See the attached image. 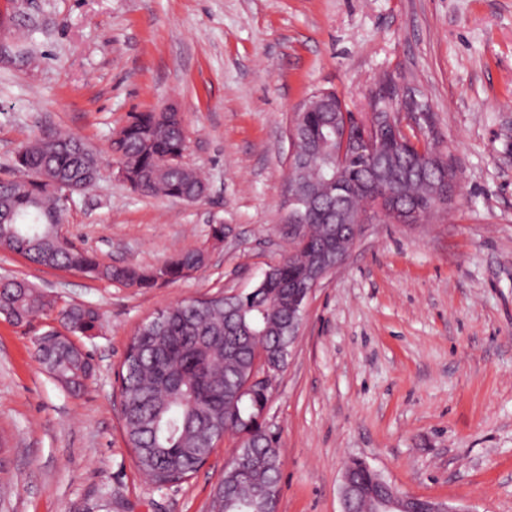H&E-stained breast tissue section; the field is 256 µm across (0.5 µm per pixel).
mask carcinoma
Instances as JSON below:
<instances>
[{
	"label": "carcinoma",
	"instance_id": "obj_1",
	"mask_svg": "<svg viewBox=\"0 0 512 512\" xmlns=\"http://www.w3.org/2000/svg\"><path fill=\"white\" fill-rule=\"evenodd\" d=\"M328 112H308L303 126L311 139L325 133ZM189 137L175 112H134L110 142L112 156L130 168L133 187L153 196L178 200L199 196L205 182L190 167H173L166 159L183 155ZM337 135L318 145V158L309 169L289 171L288 183L319 181L320 198L341 194L358 212L374 210L366 185L367 161L350 154L336 163ZM377 163L395 172L422 165L445 167L448 154L416 134L391 142ZM17 179L0 180V249L23 255L47 268L80 272L132 288H153L189 276L204 266L209 253L195 249L172 255L159 265H105L96 255L76 246L63 234L65 214L58 184L80 192L101 175L98 154L82 139L67 136L37 138L15 152ZM437 182L401 177L392 184L395 201L385 204L386 221L393 210L426 208ZM354 224L336 226L312 210L309 223L298 225L291 240L292 254L270 266L249 293L178 302L164 309L158 326L135 330L118 372L121 418L126 442L140 472L157 487L179 484L192 477L215 449L218 429L234 437L238 452L248 451L254 462L248 474L224 472L213 495V512H256L258 494L277 488L280 480V437L263 431L260 417L269 403L270 388L256 384L235 397L229 387L252 366L253 351L261 346L279 361L288 350V312L296 304L298 284L305 280L317 257L327 248L347 251L355 241ZM52 303L27 281L0 283V315L23 322L42 315ZM98 313L91 306L62 311L64 332L49 348L43 368L67 390L81 392L95 373L88 354L76 349L70 337L93 335Z\"/></svg>",
	"mask_w": 512,
	"mask_h": 512
}]
</instances>
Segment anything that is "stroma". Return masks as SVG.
<instances>
[{
    "label": "stroma",
    "instance_id": "35a3bbf8",
    "mask_svg": "<svg viewBox=\"0 0 512 512\" xmlns=\"http://www.w3.org/2000/svg\"><path fill=\"white\" fill-rule=\"evenodd\" d=\"M385 75L429 103L426 137L458 188L424 223L366 225L310 298L266 416L279 512H342L352 458L403 492L512 512V0H0V179L29 140L67 133L104 155L130 113L177 104L206 197L146 196L108 168L65 229L108 265L210 251L139 290L0 250V282L100 314L84 342L96 375L76 395L35 356L52 316L0 317V512H210L233 440L154 487L125 442L115 372L156 310L250 292L287 256L295 107L331 89L361 111Z\"/></svg>",
    "mask_w": 512,
    "mask_h": 512
}]
</instances>
